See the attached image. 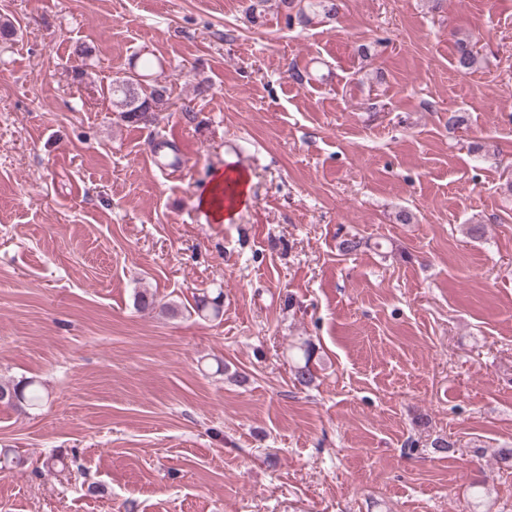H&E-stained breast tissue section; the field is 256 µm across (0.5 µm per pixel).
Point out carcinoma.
<instances>
[{
	"label": "carcinoma",
	"instance_id": "obj_1",
	"mask_svg": "<svg viewBox=\"0 0 512 512\" xmlns=\"http://www.w3.org/2000/svg\"><path fill=\"white\" fill-rule=\"evenodd\" d=\"M288 8L294 10V13L287 15L288 23H297L306 26L312 23L314 7L321 8L322 13L328 19L336 18L338 14V4L335 0H281ZM456 68L461 72L470 71L478 67L482 59L476 50V41L468 37L456 41ZM167 89L158 85L151 89L144 87L139 76L125 75L112 80L107 87V94L112 100V107L117 112L120 120L128 123H148L152 121L154 113L161 111V107L166 104ZM136 305L141 310H153L156 306H161L168 314L175 317L182 313L180 306L172 303L158 304L155 295L144 290L136 293ZM222 308V293L210 297L204 295L195 300L192 306V313L200 318H217L220 316ZM302 355L295 363L292 369L294 381L308 386L315 378L312 370V358L314 349L311 344L303 343L300 346ZM0 393L8 394L11 400L7 401L9 405L26 404L28 406H37L42 400L41 393L35 384V381L28 380L14 384H0ZM25 465V459L16 454L11 448H0V469L19 468Z\"/></svg>",
	"mask_w": 512,
	"mask_h": 512
}]
</instances>
